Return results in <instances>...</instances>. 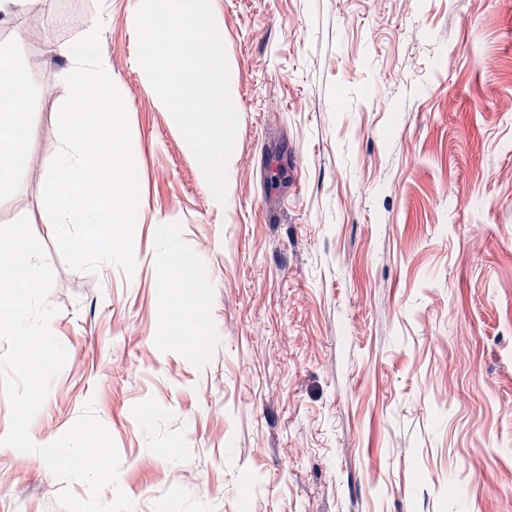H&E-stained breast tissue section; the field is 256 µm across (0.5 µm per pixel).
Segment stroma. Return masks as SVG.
Returning a JSON list of instances; mask_svg holds the SVG:
<instances>
[{
	"instance_id": "stroma-1",
	"label": "stroma",
	"mask_w": 512,
	"mask_h": 512,
	"mask_svg": "<svg viewBox=\"0 0 512 512\" xmlns=\"http://www.w3.org/2000/svg\"><path fill=\"white\" fill-rule=\"evenodd\" d=\"M110 0L101 50L141 157L133 274L70 268L43 176L70 45L96 0L0 23L29 65L31 145L0 200L54 271L64 368L31 422L92 404L134 512H512V0H215L238 114L226 202L144 80ZM30 34L13 41L15 27ZM173 237L196 350L163 332ZM0 512H62L40 456L0 444ZM181 249L169 236L159 238L155 254V271L158 280L165 286L178 288L192 265Z\"/></svg>"
}]
</instances>
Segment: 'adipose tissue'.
I'll use <instances>...</instances> for the list:
<instances>
[{
    "instance_id": "obj_1",
    "label": "adipose tissue",
    "mask_w": 512,
    "mask_h": 512,
    "mask_svg": "<svg viewBox=\"0 0 512 512\" xmlns=\"http://www.w3.org/2000/svg\"><path fill=\"white\" fill-rule=\"evenodd\" d=\"M31 83L26 65L17 62L8 46H0V194L7 191L17 161L28 153L27 128ZM190 263L168 236L159 238L155 254L158 280L168 287H179Z\"/></svg>"
}]
</instances>
